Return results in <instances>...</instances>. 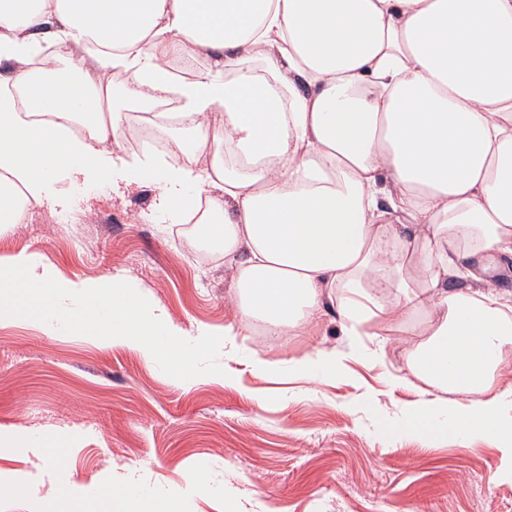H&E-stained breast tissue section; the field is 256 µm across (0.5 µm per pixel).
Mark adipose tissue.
I'll return each instance as SVG.
<instances>
[{
  "label": "adipose tissue",
  "instance_id": "ef3b65f1",
  "mask_svg": "<svg viewBox=\"0 0 512 512\" xmlns=\"http://www.w3.org/2000/svg\"><path fill=\"white\" fill-rule=\"evenodd\" d=\"M57 54L78 80L35 77ZM1 67V226L66 206L62 183L154 187L168 219L204 225L269 335L319 320L335 289L350 336L428 318L406 368L439 396L403 430L512 451L490 394L512 296L466 277L474 252L512 255V0H0ZM117 84L130 105L176 101L156 127L169 155L120 148ZM112 494L117 512H182L130 470Z\"/></svg>",
  "mask_w": 512,
  "mask_h": 512
}]
</instances>
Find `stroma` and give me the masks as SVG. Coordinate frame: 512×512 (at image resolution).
Segmentation results:
<instances>
[{"label": "stroma", "instance_id": "obj_1", "mask_svg": "<svg viewBox=\"0 0 512 512\" xmlns=\"http://www.w3.org/2000/svg\"><path fill=\"white\" fill-rule=\"evenodd\" d=\"M22 252L72 279L131 275L188 329L239 321L223 258H200L148 187L80 192L69 209L25 212L0 231V258ZM349 342L330 306L317 324L280 336L248 326L226 341L223 375L177 383L129 346L2 325L0 426L21 437L0 447V485L20 488L0 496V512H114L119 466L136 470L149 496L183 491L185 512H225L228 485L251 512H512V453L479 437L460 445L452 431L428 444L391 431L421 397L395 383L417 337L383 334L374 321L336 378L309 382L288 369ZM255 357L275 370L254 372ZM194 467L209 492L186 488Z\"/></svg>", "mask_w": 512, "mask_h": 512}]
</instances>
